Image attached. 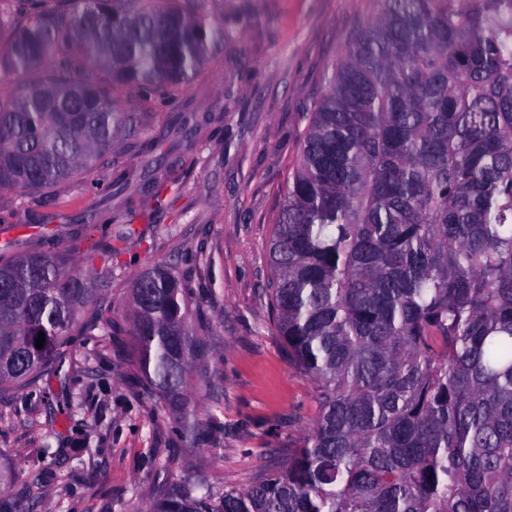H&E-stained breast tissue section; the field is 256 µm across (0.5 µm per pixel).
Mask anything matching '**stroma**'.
<instances>
[{
  "mask_svg": "<svg viewBox=\"0 0 512 512\" xmlns=\"http://www.w3.org/2000/svg\"><path fill=\"white\" fill-rule=\"evenodd\" d=\"M232 33L188 89L195 111L220 112L224 130L198 132L178 177L164 168L161 205L136 212L144 231L112 267L115 320L130 284L155 264L176 268L210 345L209 384L192 380L197 411L220 405L224 428L209 445L181 436L175 416L154 410L124 360L132 338L108 354L77 337L66 398L47 384L0 398V468L20 466L16 488L38 481L30 512H132L148 505L166 476H202L246 486L268 448L309 430L318 404L312 383L288 365L273 336L263 292L268 242L301 114L374 0H212ZM97 191L71 182L56 198L14 196L16 224L52 232L79 224Z\"/></svg>",
  "mask_w": 512,
  "mask_h": 512,
  "instance_id": "1",
  "label": "stroma"
}]
</instances>
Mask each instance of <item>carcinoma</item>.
I'll list each match as a JSON object with an SVG mask.
<instances>
[{"instance_id":"obj_1","label":"carcinoma","mask_w":512,"mask_h":512,"mask_svg":"<svg viewBox=\"0 0 512 512\" xmlns=\"http://www.w3.org/2000/svg\"><path fill=\"white\" fill-rule=\"evenodd\" d=\"M324 74L269 247L270 328L314 385L312 429L245 487L170 477L135 512H512V0H375ZM232 39L210 0H0V196L81 176L105 196L154 179L142 124L177 105L164 157L182 170L199 128L185 91ZM140 235L117 206L60 248L0 255V395L64 387L74 336H114L112 262ZM90 253L104 273L74 271ZM129 364L154 409L200 443L222 428L186 393L207 356L175 268L139 276ZM43 347H36L39 333ZM0 470V512H29Z\"/></svg>"}]
</instances>
